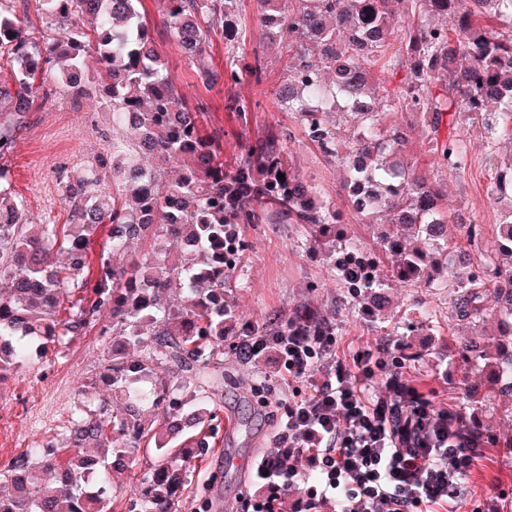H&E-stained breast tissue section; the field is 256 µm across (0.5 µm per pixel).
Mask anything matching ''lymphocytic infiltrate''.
Returning <instances> with one entry per match:
<instances>
[{
  "mask_svg": "<svg viewBox=\"0 0 512 512\" xmlns=\"http://www.w3.org/2000/svg\"><path fill=\"white\" fill-rule=\"evenodd\" d=\"M248 357L274 354L286 384L304 383L256 456L247 512H284L301 490L304 512H460L458 489L483 450L460 411L389 363L378 341L342 349L332 327L288 324L283 336H245Z\"/></svg>",
  "mask_w": 512,
  "mask_h": 512,
  "instance_id": "obj_1",
  "label": "lymphocytic infiltrate"
}]
</instances>
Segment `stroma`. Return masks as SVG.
I'll return each mask as SVG.
<instances>
[{"label": "stroma", "mask_w": 512, "mask_h": 512, "mask_svg": "<svg viewBox=\"0 0 512 512\" xmlns=\"http://www.w3.org/2000/svg\"><path fill=\"white\" fill-rule=\"evenodd\" d=\"M158 51L172 77L189 98L203 99L209 129L223 133L225 156H232L238 141L256 137L265 125L277 121L295 126V119L277 111L275 92L284 79L280 64L268 66L267 78L255 85L244 78L235 90L223 85L205 88L193 67L167 36L155 0H145ZM54 94L39 111L30 113L28 124L17 137L13 151L1 162L13 175L29 221L64 224L68 208L59 186L60 173H82L95 156L112 150V122L98 98L73 104L57 90L54 75H47ZM261 102L248 123L226 111L229 93ZM471 165L461 176L436 172L449 208L460 211L467 223L493 231L499 211L489 193L495 168L487 156L486 133L481 125L465 127ZM291 158L304 177L318 183L337 209L346 211L340 168L327 165L319 152L303 138L289 143ZM245 252L226 291L246 320L262 325L287 318L304 305L320 308L336 319V334L343 345L378 339L393 353L407 354V376L435 387L449 407L462 403V373L448 364V338L454 329L448 321V292L393 284L384 319L371 323L362 318L365 302L338 288L324 256L301 241L288 224H245L240 228ZM432 315L420 320L421 311ZM234 336L224 339V391L221 411L213 421V438L205 455L193 459L190 476L180 498V512H246L242 498L250 459L271 445L273 419L270 407L258 404L255 386H264L275 398L287 401L292 390L284 386L274 361L245 360L234 348ZM108 337L88 333L60 352L32 354L0 391V467L12 456L42 441L61 438L74 413L94 406L102 396L95 381L108 352ZM483 418L487 435L496 447L486 448L469 478L460 488L466 508L491 499L499 512H512V407L498 398L488 400Z\"/></svg>", "instance_id": "obj_1"}]
</instances>
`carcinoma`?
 <instances>
[{
	"instance_id": "1",
	"label": "carcinoma",
	"mask_w": 512,
	"mask_h": 512,
	"mask_svg": "<svg viewBox=\"0 0 512 512\" xmlns=\"http://www.w3.org/2000/svg\"><path fill=\"white\" fill-rule=\"evenodd\" d=\"M48 18L40 37L24 27L15 0H0V158L9 153L26 115L46 101L41 72L56 71L73 103L95 95L112 113V153L77 178L60 176L70 222L30 224L0 165V387L36 340L62 349L92 329L115 343L99 372L108 396L79 410L62 443L42 442L0 469V512H117L107 498L112 472L129 466L142 443L161 462L147 470L128 512H178L190 460L209 441L195 431L212 420L224 376L211 370L224 357L225 326L251 336L224 301L241 260L243 224H293L324 250L332 274L351 296L368 301L367 320L386 307L395 282L448 289V320L473 328L497 316L492 341L475 330L451 337L448 364L463 371L465 418L485 437L486 393L512 399V190L496 180L501 221L493 235L466 226V252L450 263L449 224L460 214L441 206L443 194L415 173L406 157L420 133L434 165L466 172L470 152L457 128L482 124L488 138L512 141V0H256L263 41L248 75L262 84L272 52H282L286 82L276 101L323 160L346 173L353 216L372 225L377 250L331 236L342 218L318 186L298 173L287 150L294 132L282 122L239 144L233 165L221 158V134L203 125L207 105L189 100L157 50L142 0H39ZM163 24L201 83L232 89L243 73L233 44L250 30L244 0H161ZM230 44L223 71L211 65L210 34ZM397 46L389 52L391 46ZM108 71L110 81L74 84V72ZM384 73L380 77L377 72ZM257 100L229 95L225 108L248 122ZM359 116L357 136L344 146L328 115ZM404 112L416 124L390 119ZM284 174L279 178L278 174ZM108 225L98 272L89 276V249ZM143 244L152 254L113 264L109 254ZM183 293L173 305L172 290ZM291 318L311 327L330 321L306 307ZM135 348L139 359L125 360ZM195 382L183 404V384ZM128 400L110 409V396ZM149 402L162 422L138 405Z\"/></svg>"
}]
</instances>
